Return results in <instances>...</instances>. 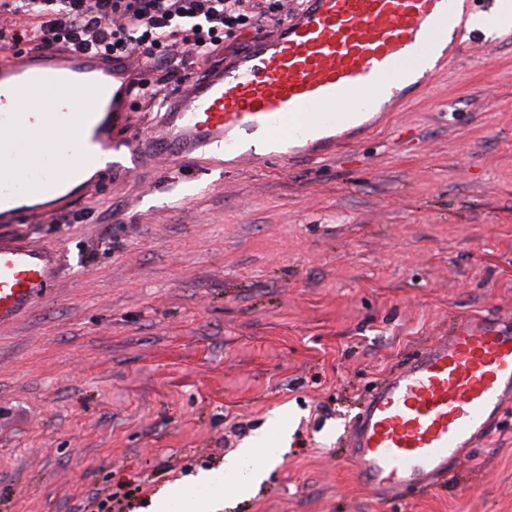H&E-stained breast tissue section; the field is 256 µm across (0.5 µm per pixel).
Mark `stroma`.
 Wrapping results in <instances>:
<instances>
[{"instance_id": "35a3bbf8", "label": "stroma", "mask_w": 512, "mask_h": 512, "mask_svg": "<svg viewBox=\"0 0 512 512\" xmlns=\"http://www.w3.org/2000/svg\"><path fill=\"white\" fill-rule=\"evenodd\" d=\"M273 32L174 47L162 73L178 88ZM0 234L61 257L0 326V512H148L263 432L285 451L223 512H512V407L453 478L399 500L358 480L347 437L416 350L512 313V31L332 156L107 172Z\"/></svg>"}]
</instances>
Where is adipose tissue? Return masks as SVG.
<instances>
[{
  "label": "adipose tissue",
  "instance_id": "obj_1",
  "mask_svg": "<svg viewBox=\"0 0 512 512\" xmlns=\"http://www.w3.org/2000/svg\"><path fill=\"white\" fill-rule=\"evenodd\" d=\"M279 459L280 451L276 448L259 450L250 446L224 463V488L214 490L215 474L203 473L196 477L193 484L173 485L162 496L153 501V512H216L221 496L249 497L261 483L265 471L258 465L259 456Z\"/></svg>",
  "mask_w": 512,
  "mask_h": 512
}]
</instances>
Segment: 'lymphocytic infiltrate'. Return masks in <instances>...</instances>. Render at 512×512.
Listing matches in <instances>:
<instances>
[{
	"instance_id": "lymphocytic-infiltrate-1",
	"label": "lymphocytic infiltrate",
	"mask_w": 512,
	"mask_h": 512,
	"mask_svg": "<svg viewBox=\"0 0 512 512\" xmlns=\"http://www.w3.org/2000/svg\"><path fill=\"white\" fill-rule=\"evenodd\" d=\"M18 27L0 29V45L64 43L117 56L140 54L155 66L172 47L207 55L242 28L279 23L280 0H0ZM120 24H112V16Z\"/></svg>"
}]
</instances>
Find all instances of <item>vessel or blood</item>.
Returning <instances> with one entry per match:
<instances>
[{
  "label": "vessel or blood",
  "instance_id": "vessel-or-blood-1",
  "mask_svg": "<svg viewBox=\"0 0 512 512\" xmlns=\"http://www.w3.org/2000/svg\"><path fill=\"white\" fill-rule=\"evenodd\" d=\"M482 0H307L274 36L167 98L157 135L117 137L140 82L126 56L47 47L0 50V223L53 219L101 178L104 155L130 168L182 163L209 148L289 162L299 145L335 152L336 128L398 107L451 60L448 35ZM34 99L40 109L18 112ZM59 254L0 237V324L59 278ZM512 403V317L460 321L376 383L349 432L359 477L377 499L453 476Z\"/></svg>",
  "mask_w": 512,
  "mask_h": 512
}]
</instances>
